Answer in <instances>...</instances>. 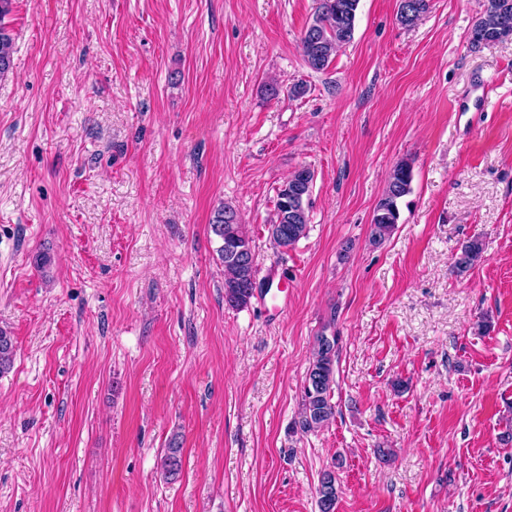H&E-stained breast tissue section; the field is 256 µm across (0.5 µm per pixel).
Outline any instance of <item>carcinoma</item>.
Here are the masks:
<instances>
[{"label":"carcinoma","mask_w":512,"mask_h":512,"mask_svg":"<svg viewBox=\"0 0 512 512\" xmlns=\"http://www.w3.org/2000/svg\"><path fill=\"white\" fill-rule=\"evenodd\" d=\"M360 0H316L311 21L300 37V49L310 69L321 71L333 60L336 52L349 44L354 36L356 13ZM430 9V0H399L398 22L413 26ZM12 10V0H0V77L12 67L13 39L5 26V18ZM512 38V0H483V10L474 22L469 44L476 50L483 45ZM302 177V171H294L278 188L275 213L268 233L273 244L288 249L306 236L309 223L308 200L304 195L295 200L291 191ZM413 180L412 165L408 161L398 163L390 173L386 188L378 200L370 223V241L381 243L397 228L401 218L400 202L411 192ZM229 205H220L211 219L210 226L218 238L219 260L224 267V301L231 308L248 305L254 297L248 285V273L244 266L229 256L225 243L236 241V246L248 255H254L253 239L241 221L227 224L224 213ZM484 258V245L480 237L473 236L461 244L454 257V269L463 274ZM339 337L336 333L321 332L315 337L313 357L303 385L299 418L295 426L304 432L316 431L329 424L336 417V403L333 402V386L336 384L335 367ZM15 357L13 336L0 329V375L9 371ZM183 448L180 436L172 435L160 466L165 476L177 477L182 470ZM339 496L336 476L333 470L323 472L318 487L319 512H335Z\"/></svg>","instance_id":"obj_1"}]
</instances>
